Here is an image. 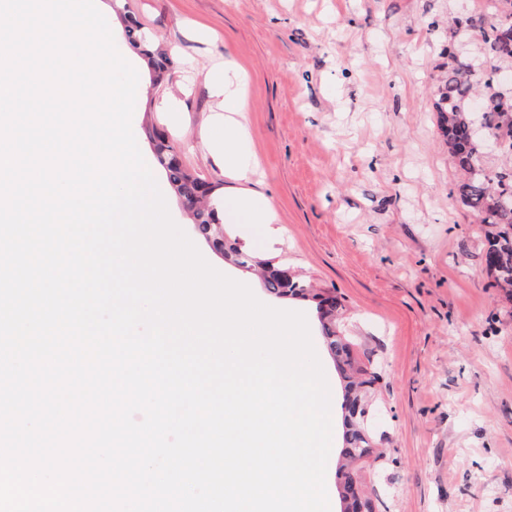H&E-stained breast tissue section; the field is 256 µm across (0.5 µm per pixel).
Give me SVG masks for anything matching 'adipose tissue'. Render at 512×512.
Returning <instances> with one entry per match:
<instances>
[{
    "mask_svg": "<svg viewBox=\"0 0 512 512\" xmlns=\"http://www.w3.org/2000/svg\"><path fill=\"white\" fill-rule=\"evenodd\" d=\"M247 71L233 57H225L224 67L210 76V86L215 96L222 98L226 116L223 129L207 127L205 133L215 147L226 178L247 181L256 172V167L244 159L240 150L241 125L236 113L247 111ZM224 221L228 224L272 223V212L267 204L258 200L256 194L241 193L224 204Z\"/></svg>",
    "mask_w": 512,
    "mask_h": 512,
    "instance_id": "obj_1",
    "label": "adipose tissue"
}]
</instances>
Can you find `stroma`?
<instances>
[{
    "label": "stroma",
    "mask_w": 512,
    "mask_h": 512,
    "mask_svg": "<svg viewBox=\"0 0 512 512\" xmlns=\"http://www.w3.org/2000/svg\"><path fill=\"white\" fill-rule=\"evenodd\" d=\"M483 2L118 0L106 15L138 72L137 100L154 103L132 118L145 162L153 124L222 199L240 185L201 139L215 107L208 75L228 55L247 68L241 151L259 161L250 188L279 236L229 230L245 251L344 298L354 356L382 372L371 415L386 457L367 473L377 512H512V302L484 270L479 215L448 195L460 173L433 110L448 19ZM123 13L169 51L172 82L151 87ZM172 96L179 111L160 110ZM158 186L213 267L281 307L199 240L183 200Z\"/></svg>",
    "instance_id": "obj_1"
}]
</instances>
